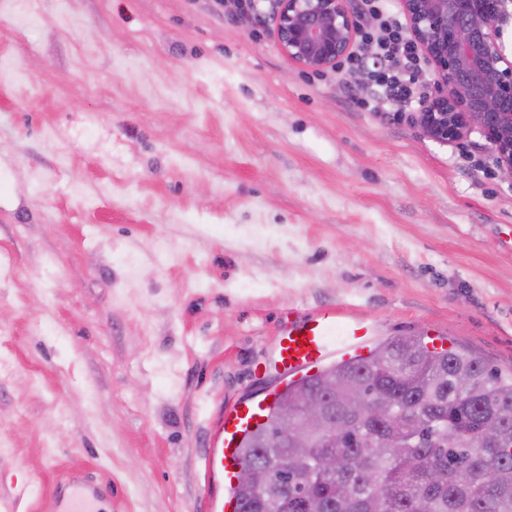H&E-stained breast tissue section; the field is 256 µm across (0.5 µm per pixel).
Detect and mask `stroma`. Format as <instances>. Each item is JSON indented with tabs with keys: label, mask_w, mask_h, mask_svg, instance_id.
Wrapping results in <instances>:
<instances>
[{
	"label": "stroma",
	"mask_w": 512,
	"mask_h": 512,
	"mask_svg": "<svg viewBox=\"0 0 512 512\" xmlns=\"http://www.w3.org/2000/svg\"><path fill=\"white\" fill-rule=\"evenodd\" d=\"M221 0H0V512H212L289 314L512 375V181ZM62 512H103L100 491L93 483H78L62 496Z\"/></svg>",
	"instance_id": "obj_1"
}]
</instances>
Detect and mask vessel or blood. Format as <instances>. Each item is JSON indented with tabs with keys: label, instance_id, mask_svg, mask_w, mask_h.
Instances as JSON below:
<instances>
[{
	"label": "vessel or blood",
	"instance_id": "obj_1",
	"mask_svg": "<svg viewBox=\"0 0 512 512\" xmlns=\"http://www.w3.org/2000/svg\"><path fill=\"white\" fill-rule=\"evenodd\" d=\"M374 333L371 323L345 317L340 311L323 309L289 320L281 335L277 362L283 373L299 377L317 369L332 351L366 356V343ZM270 404L262 399L243 402L224 412L222 445L206 458V468H218L226 484H233L240 464L239 446L245 433L266 422ZM61 498V512H102L100 492L94 484L78 483L68 492L53 488Z\"/></svg>",
	"mask_w": 512,
	"mask_h": 512
}]
</instances>
